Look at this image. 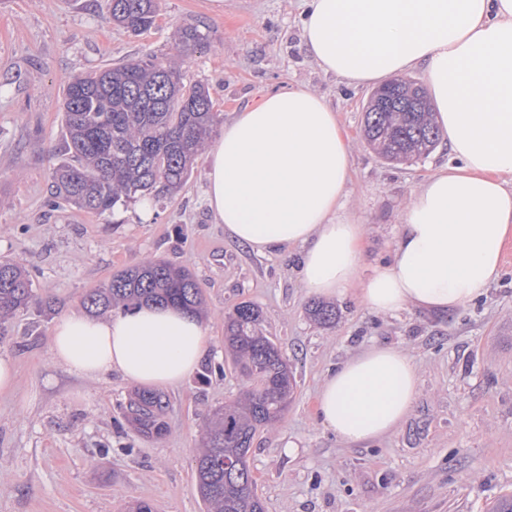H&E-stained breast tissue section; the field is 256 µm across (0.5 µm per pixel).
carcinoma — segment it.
Returning <instances> with one entry per match:
<instances>
[{"instance_id": "cac0c4a2", "label": "carcinoma", "mask_w": 512, "mask_h": 512, "mask_svg": "<svg viewBox=\"0 0 512 512\" xmlns=\"http://www.w3.org/2000/svg\"><path fill=\"white\" fill-rule=\"evenodd\" d=\"M108 18L140 35L157 26L158 0H106ZM177 48L195 52L208 34L189 24L177 29ZM372 91L363 104V133L376 153L389 162L428 155L440 139L425 90L401 80L387 109L377 111ZM208 87L187 84L170 62L147 54L109 64L66 82L63 103L69 150L76 165H58L52 179L59 196L81 209L105 213L135 199H158L184 184L205 148L216 120ZM34 299L26 269L0 260V321ZM176 305L193 314L204 303L201 289L186 269L148 261L124 270L86 295L91 313L126 308L139 302ZM308 314L330 326L334 307L312 302ZM262 310L236 304L224 322L225 347L240 372L257 381L242 396L216 409L205 425L204 450L196 460V486L207 512H264L248 453L260 426L284 416L296 386L294 372L276 343L262 331ZM132 430L146 438L167 431V402L151 390H136L121 404Z\"/></svg>"}]
</instances>
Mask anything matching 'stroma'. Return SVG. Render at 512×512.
<instances>
[{
    "label": "stroma",
    "mask_w": 512,
    "mask_h": 512,
    "mask_svg": "<svg viewBox=\"0 0 512 512\" xmlns=\"http://www.w3.org/2000/svg\"><path fill=\"white\" fill-rule=\"evenodd\" d=\"M300 0H160L156 27L135 36L105 18L103 0H0V259L23 263L35 298L0 326V356L16 390L0 395V512H206L195 459L206 416L243 385L224 351V315L259 306L297 393L283 419L259 430L249 464L265 512H489L512 494V260L468 307L448 316L375 313L352 294L336 324L306 313L300 249L259 255L237 245L205 201L209 153L163 204L131 201L103 214L54 197L51 172L70 162L64 82L151 53L176 57L175 27L200 25L208 44L186 58V82L208 86L222 134L236 112L300 85L323 95L354 144L348 208L365 226L362 272L389 260L404 207L448 160L446 148L408 164L362 138L370 89L324 73L302 48ZM189 269L207 303L212 345L197 370L167 389L168 433L135 435L120 406L131 386L89 379L50 357L63 316L118 271L147 259ZM404 350L418 373L411 411L388 436L349 444L316 411L325 375L364 347ZM223 366V377L208 368Z\"/></svg>",
    "instance_id": "obj_1"
}]
</instances>
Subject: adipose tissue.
<instances>
[{
    "instance_id": "1",
    "label": "adipose tissue",
    "mask_w": 512,
    "mask_h": 512,
    "mask_svg": "<svg viewBox=\"0 0 512 512\" xmlns=\"http://www.w3.org/2000/svg\"><path fill=\"white\" fill-rule=\"evenodd\" d=\"M303 49L327 73L363 85L422 70L454 161L412 193L389 261L361 274L364 227L344 209L352 147L336 112L303 87L238 113L213 147L206 200L232 240L253 251L303 246L305 288L336 299L359 288L369 309L448 315L481 296L512 237V0H309ZM211 338L175 306L107 318L71 313L54 327V361L131 385L184 380ZM418 371L399 348L371 345L325 377L317 409L348 443L393 432Z\"/></svg>"
}]
</instances>
